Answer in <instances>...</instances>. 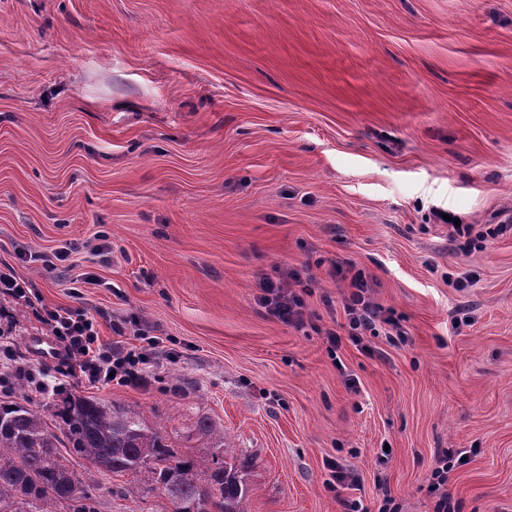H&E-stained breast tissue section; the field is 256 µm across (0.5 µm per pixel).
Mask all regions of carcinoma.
<instances>
[{
  "mask_svg": "<svg viewBox=\"0 0 512 512\" xmlns=\"http://www.w3.org/2000/svg\"><path fill=\"white\" fill-rule=\"evenodd\" d=\"M52 419L37 407L0 401V512H99L68 457L100 473L135 474L151 466L153 489L170 512H245L246 488L228 462L224 430L209 417L194 432L210 440L206 468L174 452V435L144 415L98 398L53 400Z\"/></svg>",
  "mask_w": 512,
  "mask_h": 512,
  "instance_id": "obj_1",
  "label": "carcinoma"
}]
</instances>
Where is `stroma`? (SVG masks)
<instances>
[{"label":"stroma","instance_id":"1","mask_svg":"<svg viewBox=\"0 0 512 512\" xmlns=\"http://www.w3.org/2000/svg\"><path fill=\"white\" fill-rule=\"evenodd\" d=\"M439 209L512 213V0H0V260L46 303L140 316L165 346L145 387L57 395L144 413L203 464L193 425L212 418L247 512H434L446 448L473 452L448 480L461 512H512V236L462 254ZM334 259L372 277L404 344L328 355ZM303 265L319 326L299 330L255 282ZM13 312L40 368L53 338ZM334 464L357 486L331 489ZM74 468L99 512H169L148 470Z\"/></svg>","mask_w":512,"mask_h":512}]
</instances>
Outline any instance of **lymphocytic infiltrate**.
Wrapping results in <instances>:
<instances>
[{
	"label": "lymphocytic infiltrate",
	"mask_w": 512,
	"mask_h": 512,
	"mask_svg": "<svg viewBox=\"0 0 512 512\" xmlns=\"http://www.w3.org/2000/svg\"><path fill=\"white\" fill-rule=\"evenodd\" d=\"M331 278L348 280L349 292L342 299L346 324L343 332L328 329L324 341L328 355H335L342 341L361 345L364 336L376 333L378 324L389 325L388 338L402 340L398 320L384 314L370 296V277L353 263L332 262ZM316 280L309 267L288 268L277 276L261 275L257 282V301L269 315L281 323L304 326L308 321L307 296L313 295ZM29 308L33 318L53 336L55 365L53 370L63 377L80 375L90 385L118 384L141 387L148 381L147 367L152 362L161 340L152 336L146 322L131 315L111 322L115 341L102 340L101 322L82 309L44 304L32 282L21 278L12 264L0 263V299ZM470 461L467 451L444 449L438 457L427 486L434 498V512H459L460 502L452 500L447 484L450 474Z\"/></svg>",
	"instance_id": "obj_1"
}]
</instances>
